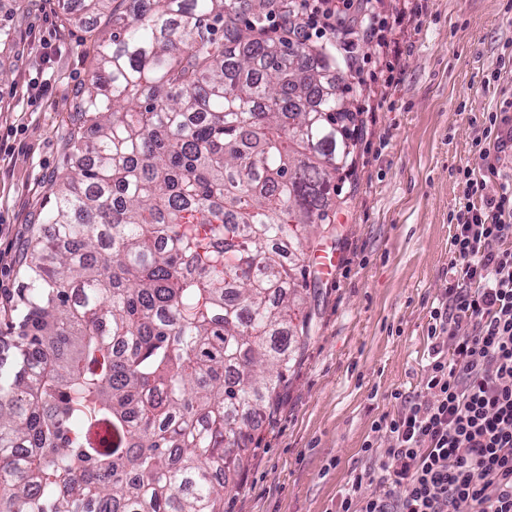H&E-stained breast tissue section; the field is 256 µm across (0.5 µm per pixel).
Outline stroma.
Masks as SVG:
<instances>
[{"label":"stroma","mask_w":512,"mask_h":512,"mask_svg":"<svg viewBox=\"0 0 512 512\" xmlns=\"http://www.w3.org/2000/svg\"><path fill=\"white\" fill-rule=\"evenodd\" d=\"M75 0H0L16 36L0 53V376L4 344L17 317L20 253L42 217L61 171L75 96L93 67L98 28L67 23ZM393 52L354 34L360 69L340 83L362 109L353 172L335 197L337 251L331 277L304 297L312 331L296 356L275 410L255 430V445L224 493V512H336L354 480L360 494L374 460L365 442L389 448L372 424L395 413L393 391L416 395L429 362L430 309L453 283L455 214L469 166L496 184L512 178V150L473 154L486 112L512 108V0H379ZM494 85L483 79L493 69Z\"/></svg>","instance_id":"1"}]
</instances>
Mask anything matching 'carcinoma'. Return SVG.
I'll return each instance as SVG.
<instances>
[{
    "instance_id": "carcinoma-1",
    "label": "carcinoma",
    "mask_w": 512,
    "mask_h": 512,
    "mask_svg": "<svg viewBox=\"0 0 512 512\" xmlns=\"http://www.w3.org/2000/svg\"><path fill=\"white\" fill-rule=\"evenodd\" d=\"M79 2L112 25L14 297L0 512H224L362 120L274 0Z\"/></svg>"
}]
</instances>
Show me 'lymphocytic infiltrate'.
Listing matches in <instances>:
<instances>
[{"label":"lymphocytic infiltrate","instance_id":"obj_1","mask_svg":"<svg viewBox=\"0 0 512 512\" xmlns=\"http://www.w3.org/2000/svg\"><path fill=\"white\" fill-rule=\"evenodd\" d=\"M292 42L336 32L354 0H289ZM453 237L456 282L430 310L431 360L419 394L375 421L392 446L336 512H512V183L489 191L473 168Z\"/></svg>","mask_w":512,"mask_h":512}]
</instances>
